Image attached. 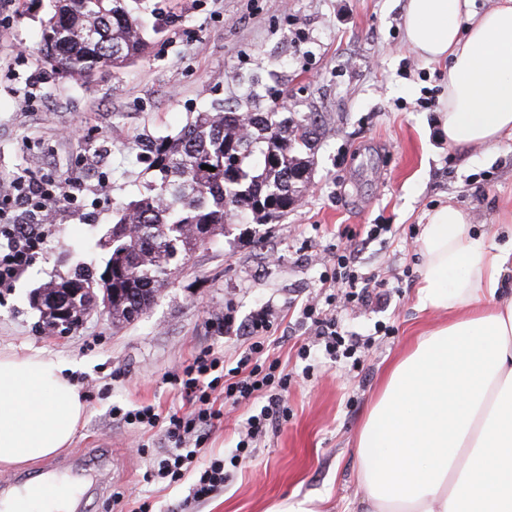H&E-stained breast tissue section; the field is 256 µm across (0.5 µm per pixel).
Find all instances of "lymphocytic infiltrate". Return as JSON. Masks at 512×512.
<instances>
[{
	"instance_id": "obj_1",
	"label": "lymphocytic infiltrate",
	"mask_w": 512,
	"mask_h": 512,
	"mask_svg": "<svg viewBox=\"0 0 512 512\" xmlns=\"http://www.w3.org/2000/svg\"><path fill=\"white\" fill-rule=\"evenodd\" d=\"M75 199L68 182L51 179L21 178L9 193L0 196V288H11L35 260L45 241L43 228L51 223L56 203ZM332 258L336 291L327 294L323 302L313 301L303 308L310 324V340L300 345L297 355L304 361L322 355L354 358L366 340L345 330L338 312L370 306L385 296L384 282L359 270L354 247L336 246ZM275 314L274 307L268 305L240 325L232 311H225V330L241 328L250 342L232 364L209 348L183 363L172 375L184 402L182 408L163 415L151 405L112 407L113 419L160 437L163 449L153 454L146 481L172 486L188 478L192 481L190 500H208L223 492L228 468L240 467L251 457L255 442L287 418L284 397L291 376L278 360L264 356V337L273 326ZM256 400L262 407L247 418L245 434L234 454L227 458L208 453V437L223 423L225 415Z\"/></svg>"
}]
</instances>
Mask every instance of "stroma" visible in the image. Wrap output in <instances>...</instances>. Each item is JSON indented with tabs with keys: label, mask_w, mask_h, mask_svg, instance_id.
I'll return each mask as SVG.
<instances>
[{
	"label": "stroma",
	"mask_w": 512,
	"mask_h": 512,
	"mask_svg": "<svg viewBox=\"0 0 512 512\" xmlns=\"http://www.w3.org/2000/svg\"><path fill=\"white\" fill-rule=\"evenodd\" d=\"M150 49L133 64L88 81L55 73L40 43L50 0L0 9V191L17 177L70 181L78 203H61L36 261L0 293V355L71 365L87 404L71 452L106 454L86 512H367L356 443L387 366L445 319L419 305L418 238L427 213L452 202L493 236L512 207V140L457 148L438 138L446 65L406 44V0H149ZM260 95L264 105L319 119L316 168L302 199L273 224L235 222L178 266L151 308L116 326L91 313L55 336L31 297L79 264L103 271L118 209L152 174L151 142L176 135L197 113ZM390 232L369 239L371 225ZM352 241L361 270L388 280L390 300L342 315L369 336L362 366L305 365L298 321L306 301L331 288V249ZM279 318L266 344L292 377L288 419L256 445L223 495L187 504V485L146 482L147 456L132 451L142 430L112 420V406L182 400L167 372L211 347L235 358L244 341L224 331L261 307Z\"/></svg>",
	"instance_id": "1"
}]
</instances>
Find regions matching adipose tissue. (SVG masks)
Listing matches in <instances>:
<instances>
[{
	"label": "adipose tissue",
	"instance_id": "obj_1",
	"mask_svg": "<svg viewBox=\"0 0 512 512\" xmlns=\"http://www.w3.org/2000/svg\"><path fill=\"white\" fill-rule=\"evenodd\" d=\"M408 0L403 28L421 58L448 64L437 119L450 145L512 136V0ZM506 239L469 212L435 207L423 225L420 304L448 319L387 369L359 433L358 478L372 512H512V304L494 299L512 269ZM86 404L64 365L0 356V467L71 443Z\"/></svg>",
	"mask_w": 512,
	"mask_h": 512
}]
</instances>
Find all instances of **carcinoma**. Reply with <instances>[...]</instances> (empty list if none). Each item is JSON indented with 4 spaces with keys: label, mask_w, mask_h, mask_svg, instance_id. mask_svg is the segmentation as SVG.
<instances>
[{
    "label": "carcinoma",
    "mask_w": 512,
    "mask_h": 512,
    "mask_svg": "<svg viewBox=\"0 0 512 512\" xmlns=\"http://www.w3.org/2000/svg\"><path fill=\"white\" fill-rule=\"evenodd\" d=\"M140 2L53 0L41 28L47 63L59 75L84 79L140 58L149 45ZM318 128L313 113L277 112L253 97L199 112L176 136L157 141L149 168L158 178L119 210L103 272L80 267L33 293L44 328L56 329L52 295L67 288L78 292L68 302L65 327L79 326L106 287L112 324L133 321L153 305L174 265L226 232L229 215H250L256 224L287 216L311 181Z\"/></svg>",
    "instance_id": "1"
}]
</instances>
